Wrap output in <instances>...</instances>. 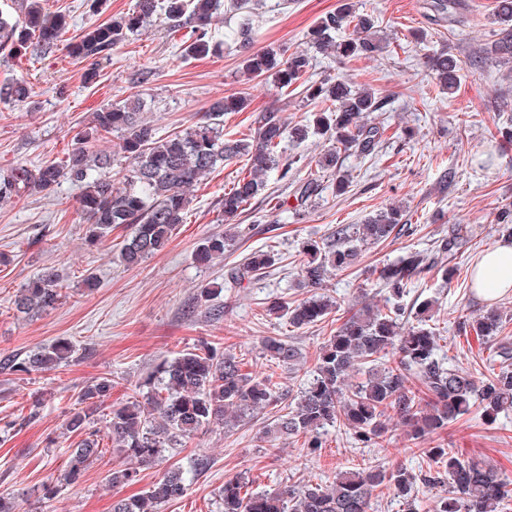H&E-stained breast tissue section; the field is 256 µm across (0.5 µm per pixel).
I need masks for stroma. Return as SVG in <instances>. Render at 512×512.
<instances>
[{"label": "stroma", "mask_w": 512, "mask_h": 512, "mask_svg": "<svg viewBox=\"0 0 512 512\" xmlns=\"http://www.w3.org/2000/svg\"><path fill=\"white\" fill-rule=\"evenodd\" d=\"M354 3L378 17L384 51L350 63L318 53L312 68L314 78L340 74L385 101L383 111L371 116L386 127L378 155L342 156L352 178L347 193L337 194L333 173L316 165L327 148L322 138L288 146L295 165L287 179L270 174L264 190L237 218L244 237L223 257L200 265L193 260L198 246L227 229L224 190L246 173L243 160L227 162L189 190L183 224L161 251L135 268L117 259L124 228H114L98 246H87L86 225L76 204L79 185L66 182L54 192L0 204V254L10 259L0 265V496L12 502L15 512H112L113 502L143 493L173 468L185 472L188 489L180 499L161 504L159 512H222L224 483L233 477L243 480L250 492L271 493L286 485L328 486L339 472L368 466L399 464L417 474L432 466L428 450L435 446L490 463L512 484V412L491 424L475 414L464 416L418 440L392 416L380 446L363 445L346 427L330 426L322 433V448L312 454L300 437L269 442L265 429L279 412L274 405L248 412L228 427H206L190 442H167L156 462L141 468L136 484L115 486L106 480L109 471L127 464L105 436L112 407L137 396V384L163 359L201 339L235 354L243 372L252 377L275 373L288 403L306 386L320 347L340 320L368 306L383 311L397 302L404 323L411 325L417 305L431 299L430 324L439 337V358L477 379L507 365L496 348L512 351V293L489 301L471 283L479 254L502 239L498 213L512 208V139L499 133L512 122V64L486 56L495 0H465L460 23L434 19L430 0ZM135 4L103 0L94 13L90 0H47L49 11L68 17L64 46L23 56L0 52V86L22 80L31 88L24 102L0 101V175L63 162L72 149L83 146L110 154L107 174L114 184H122L129 163L114 151L116 136L86 144L82 133L91 126L94 112L135 94L146 103V121L163 132L203 122L207 106L229 96L245 97L248 106L225 115V137L252 138L256 117L272 110L288 123L304 122L310 106L300 93L278 89L269 79H247L235 47L184 58L183 32H171L159 21L104 56L99 77L86 83L87 64L72 58L66 43L89 26L128 13ZM338 4L259 0L254 16L257 47L288 53L305 49L309 27L335 12ZM419 30L427 32V43L414 41ZM440 50L463 64L460 87L451 96L435 85L426 67L427 56ZM409 131L414 134L410 142L404 139ZM447 172L452 180L445 185L441 177ZM310 178L318 180L322 191L298 204L294 186ZM392 204L402 206L414 234L368 246L353 269L331 274L325 292L338 307L325 322L296 328L287 318L268 314L270 300L292 305L307 297L298 285L307 241L323 240L337 225L361 223ZM456 224L471 225L472 236L455 253L439 252L441 240ZM270 245L278 251L279 263L255 280L235 283L232 270L252 251ZM412 251L423 252L430 267L413 277L400 299H393L378 269ZM447 268L456 271L449 280L442 275ZM50 271L58 272L65 284L56 308L17 312L13 301L20 289ZM90 275L97 280L91 291L84 286ZM213 283L223 285V292L208 306H197L200 289ZM491 307L501 310L504 321L493 346L462 327ZM269 336L298 347L300 364L272 368L262 349ZM57 341L70 342L74 352L55 370L26 375L1 366ZM106 375L114 379L107 402L81 403V393ZM81 410L90 415V430L101 436L102 454L79 482L62 487L57 496H46L45 487L64 472L70 448L82 439L67 427L70 416Z\"/></svg>", "instance_id": "obj_1"}]
</instances>
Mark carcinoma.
<instances>
[{"mask_svg":"<svg viewBox=\"0 0 512 512\" xmlns=\"http://www.w3.org/2000/svg\"><path fill=\"white\" fill-rule=\"evenodd\" d=\"M44 0H10L0 9V50L24 55L29 49L44 52L57 48L68 26L67 17L47 12ZM252 0H137L135 9L123 16L89 28L67 44L69 55L88 63V82L96 79L98 62L129 37L159 20L171 29H190L184 56L203 57L216 53L222 43L212 35L221 12L239 15L235 39L243 46L256 40L252 24ZM491 23L497 25L495 39L487 54L504 64L512 63V0H496ZM376 18L360 13L352 0H341L333 14L319 19L306 35L307 45L322 54H334L343 61L368 58L383 50L374 36ZM436 84L452 94L458 86L461 65L445 52L428 57ZM312 56L306 51L285 54L274 47L256 50L243 60L244 73L253 79H270L288 89H302L305 98L318 107L303 123L289 126L275 111L257 118L251 140L224 138V114L246 107L243 97L219 99L206 109V121L178 131L159 134L141 116L142 102L135 96L121 105H109L96 113L93 126L83 139L96 140L105 134H119L116 150L130 164L122 187L114 186L104 169L111 165L105 153L73 151L64 162L45 163L35 170L16 169L0 178V199L22 198L33 191L52 192L62 182L82 187L79 210L88 224L86 241L95 246L114 225L129 227L130 233L119 252V261L135 267L161 250L176 226L184 222L187 192L204 174L226 161L246 158L248 173L224 192V221L230 223L243 207L265 187V178L275 171L285 180L294 164L283 157L284 143H301L319 135L334 144L319 156L316 166L336 173V192L350 188L351 175L338 168V151H354L362 157L378 152L385 128L369 120L384 108L371 89H355L342 76L312 79ZM31 94L25 82L0 88V99L19 103ZM408 231L403 210L389 206L360 224L336 227L325 242H311L301 267L300 283L305 288L323 286L332 271L353 267L362 248L379 244ZM473 233L468 224L452 226L439 250L454 251ZM239 231L207 238L195 253L204 264L233 247ZM280 260L273 248L259 249L245 259L232 279H251ZM426 267L420 251L386 264L380 278L392 295L404 293L408 281ZM62 278L48 272L22 289L14 300L21 313L53 309L62 298ZM336 301L315 293L289 306L274 301L268 311L287 317L294 327L323 322ZM432 302L423 301L416 310L417 323L405 326L400 306L385 312L365 309L346 319L320 348L312 379L299 392L285 413L273 421L266 434L272 439L304 436L306 448L314 453L323 447L321 430L341 423L354 430L357 440L371 443L386 437V416L394 414L412 429L415 438L443 430L472 409L493 423L499 414L512 410V368L503 367L491 376L476 380L437 357V334L427 326ZM468 327L483 340H495L503 327V315L496 308L480 314ZM266 356L278 365H295L301 353L285 340L268 337L263 341ZM71 346L57 341L23 359L7 363L8 369L29 374L51 371L68 359ZM368 366L365 381L348 384L356 365ZM139 387L147 389L145 412L134 399L112 408L107 421L112 447L137 465L152 464L166 442L180 437L191 439L216 422L227 423L231 412L265 409L276 404L280 383L267 375L256 380L242 371L241 361L217 345L201 339L193 347L161 361ZM112 389V378L102 377L80 396L83 403L103 401ZM436 468L420 475L396 467L389 470L367 467L343 471L333 485H308L302 489L286 486L274 493H248L238 479L224 482V512H373L376 489L387 483L394 496L408 502L414 484L425 486L449 477L448 496L435 501L433 512H498L512 495L507 482L493 466L475 459H463L446 448H429ZM102 453L99 441L88 435L70 452L67 479L77 480L93 459ZM138 480L134 467L115 469L108 475L112 484ZM187 485L179 470L169 472L139 497L124 498L112 505V512H156V506L184 496Z\"/></svg>","mask_w":512,"mask_h":512,"instance_id":"1","label":"carcinoma"}]
</instances>
